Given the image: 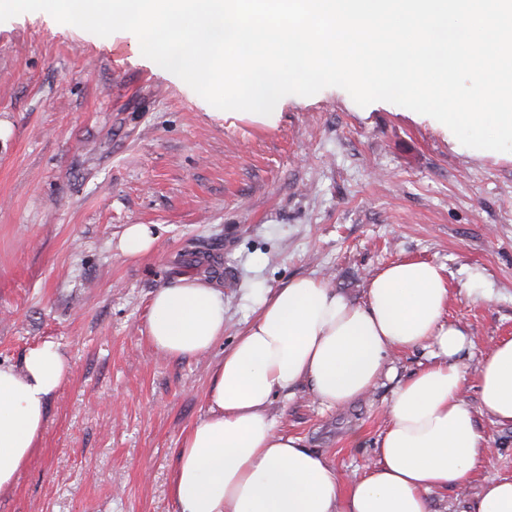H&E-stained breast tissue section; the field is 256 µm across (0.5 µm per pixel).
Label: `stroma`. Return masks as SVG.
I'll use <instances>...</instances> for the list:
<instances>
[{"instance_id": "obj_1", "label": "stroma", "mask_w": 512, "mask_h": 512, "mask_svg": "<svg viewBox=\"0 0 512 512\" xmlns=\"http://www.w3.org/2000/svg\"><path fill=\"white\" fill-rule=\"evenodd\" d=\"M275 110L271 123L216 114L127 31L103 38L39 11L0 22V362L52 340L70 363L0 512H175V450L258 296L319 277L361 302L370 278L403 260L443 268L487 440L467 486L429 493L431 512H466L487 481L512 477V426L479 409L476 376L481 354L512 337V152L465 147L430 116L361 107L338 87ZM129 224L159 233L135 260L118 247ZM183 277L223 288L224 338L175 360L147 320L153 294ZM431 360L415 348L387 363L403 380ZM396 380L333 409L303 384L270 413L360 475Z\"/></svg>"}]
</instances>
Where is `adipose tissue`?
<instances>
[{"label": "adipose tissue", "mask_w": 512, "mask_h": 512, "mask_svg": "<svg viewBox=\"0 0 512 512\" xmlns=\"http://www.w3.org/2000/svg\"><path fill=\"white\" fill-rule=\"evenodd\" d=\"M448 282L428 261L391 264L357 303L322 279L301 277L261 295L256 317L224 352L208 414L183 434L170 492L177 512H430L428 493L460 486L484 455L457 360L470 339L446 321ZM148 335L165 355L190 358L224 337V292L184 278L158 289ZM431 348L434 361L397 380L390 351ZM70 365L51 340L21 365L0 364V489L42 440L47 406ZM483 408L512 424V339L477 364ZM396 379L375 462L349 480L298 438L277 431L276 393L308 383L325 407H343L380 378Z\"/></svg>", "instance_id": "1"}]
</instances>
